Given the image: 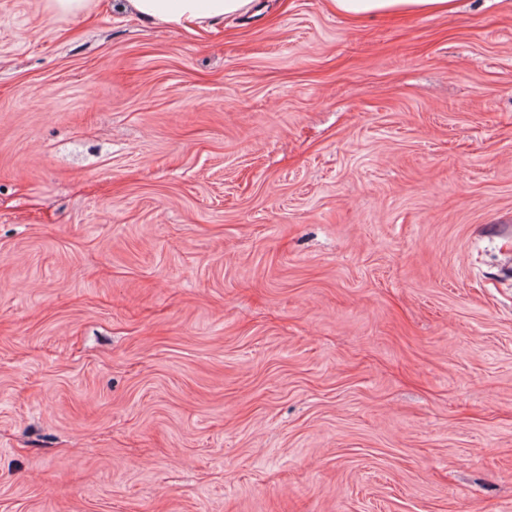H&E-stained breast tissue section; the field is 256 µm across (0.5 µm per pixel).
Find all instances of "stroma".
I'll return each mask as SVG.
<instances>
[{
	"label": "stroma",
	"instance_id": "1",
	"mask_svg": "<svg viewBox=\"0 0 512 512\" xmlns=\"http://www.w3.org/2000/svg\"><path fill=\"white\" fill-rule=\"evenodd\" d=\"M0 512H512V0H0ZM125 10L144 23L187 31L206 29L224 18H238L255 8L256 0H124ZM336 13L352 22L364 19H402L414 15L434 16L451 13L457 0H329Z\"/></svg>",
	"mask_w": 512,
	"mask_h": 512
}]
</instances>
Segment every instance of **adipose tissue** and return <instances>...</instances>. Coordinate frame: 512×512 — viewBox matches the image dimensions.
<instances>
[{"label": "adipose tissue", "instance_id": "ef3b65f1", "mask_svg": "<svg viewBox=\"0 0 512 512\" xmlns=\"http://www.w3.org/2000/svg\"><path fill=\"white\" fill-rule=\"evenodd\" d=\"M336 13L358 22L364 19H402L414 15L451 13L458 0H329ZM255 0H125L124 8L144 23L194 31L227 18L249 14Z\"/></svg>", "mask_w": 512, "mask_h": 512}]
</instances>
